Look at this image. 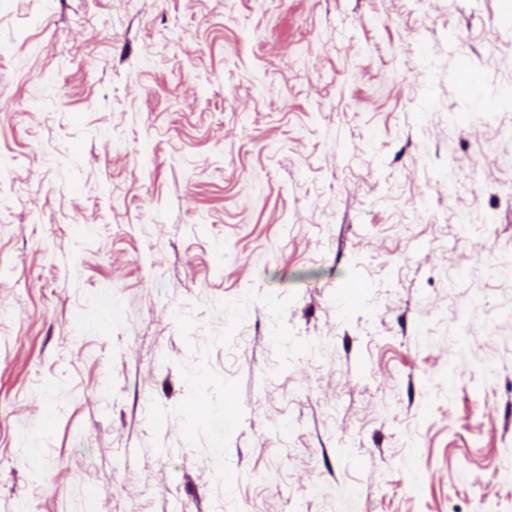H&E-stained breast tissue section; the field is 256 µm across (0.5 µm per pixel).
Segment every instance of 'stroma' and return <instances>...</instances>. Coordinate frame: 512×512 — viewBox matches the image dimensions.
Instances as JSON below:
<instances>
[{
    "label": "stroma",
    "mask_w": 512,
    "mask_h": 512,
    "mask_svg": "<svg viewBox=\"0 0 512 512\" xmlns=\"http://www.w3.org/2000/svg\"><path fill=\"white\" fill-rule=\"evenodd\" d=\"M510 91L512 0H0V512H512ZM251 290L316 349H211L229 499L171 411Z\"/></svg>",
    "instance_id": "stroma-1"
}]
</instances>
